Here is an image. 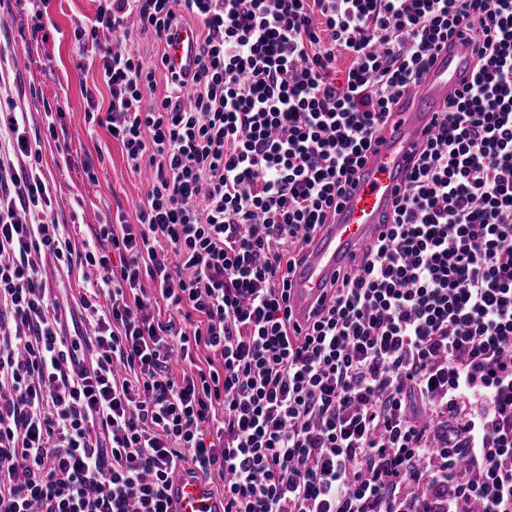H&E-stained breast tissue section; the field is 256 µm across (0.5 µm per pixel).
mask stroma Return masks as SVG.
Returning a JSON list of instances; mask_svg holds the SVG:
<instances>
[{
	"instance_id": "stroma-1",
	"label": "stroma",
	"mask_w": 512,
	"mask_h": 512,
	"mask_svg": "<svg viewBox=\"0 0 512 512\" xmlns=\"http://www.w3.org/2000/svg\"><path fill=\"white\" fill-rule=\"evenodd\" d=\"M98 0H45L34 15L27 0H0V48L20 52L21 59L0 65V100L27 112L31 127L41 131L42 170L55 186L53 209L73 244L92 237L102 217L123 214L135 222L136 207L150 184L146 171H132L124 151L106 128L85 119L87 112L106 111L110 99L96 70H79L73 30L96 16ZM62 113L55 132L43 131L45 112ZM97 176L89 178L85 164ZM50 286L61 304L80 312L84 288L99 273L91 267L62 268L47 259Z\"/></svg>"
}]
</instances>
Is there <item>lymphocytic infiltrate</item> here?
Returning a JSON list of instances; mask_svg holds the SVG:
<instances>
[{
    "label": "lymphocytic infiltrate",
    "mask_w": 512,
    "mask_h": 512,
    "mask_svg": "<svg viewBox=\"0 0 512 512\" xmlns=\"http://www.w3.org/2000/svg\"><path fill=\"white\" fill-rule=\"evenodd\" d=\"M185 27L195 68L177 72ZM456 35L475 74L387 233L293 323L307 243ZM73 38L110 92L88 121L153 179L135 223L76 249L23 113H0V512H168L180 464L224 512H512V0H99ZM49 254L100 274L85 373ZM195 49V34L181 30L168 47V65L176 70H184L192 64Z\"/></svg>",
    "instance_id": "f902f5d3"
}]
</instances>
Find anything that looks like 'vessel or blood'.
Masks as SVG:
<instances>
[{"label": "vessel or blood", "instance_id": "obj_1", "mask_svg": "<svg viewBox=\"0 0 512 512\" xmlns=\"http://www.w3.org/2000/svg\"><path fill=\"white\" fill-rule=\"evenodd\" d=\"M195 34L184 30L167 51L168 64L183 70L194 58ZM477 48L456 39L448 44L393 118L383 139L372 142L354 175L335 223L324 225L304 251L290 283L288 305L294 322H310L339 270L353 266L360 248L377 239L391 220L393 201L404 188L411 157L429 136L438 112L470 81ZM170 512H224L223 500L202 475L175 472L167 492Z\"/></svg>", "mask_w": 512, "mask_h": 512}]
</instances>
